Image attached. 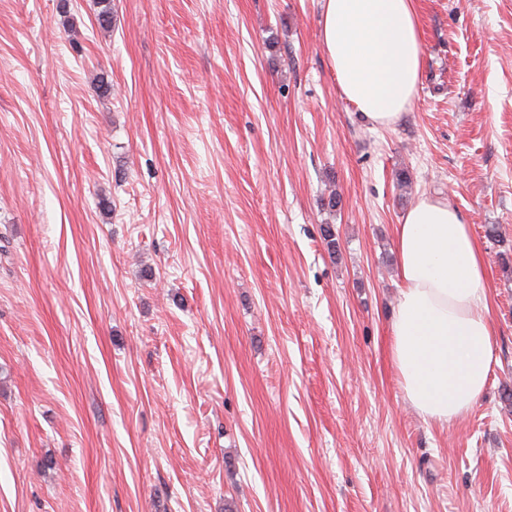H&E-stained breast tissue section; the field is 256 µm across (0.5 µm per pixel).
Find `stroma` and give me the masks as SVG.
<instances>
[{
  "label": "stroma",
  "instance_id": "1",
  "mask_svg": "<svg viewBox=\"0 0 512 512\" xmlns=\"http://www.w3.org/2000/svg\"><path fill=\"white\" fill-rule=\"evenodd\" d=\"M417 5L374 127L322 0H0V512H512V0ZM423 195L493 330L445 426L390 356Z\"/></svg>",
  "mask_w": 512,
  "mask_h": 512
}]
</instances>
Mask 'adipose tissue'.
<instances>
[{
	"label": "adipose tissue",
	"mask_w": 512,
	"mask_h": 512,
	"mask_svg": "<svg viewBox=\"0 0 512 512\" xmlns=\"http://www.w3.org/2000/svg\"><path fill=\"white\" fill-rule=\"evenodd\" d=\"M322 49L366 121L398 123L423 67L415 0H322ZM400 290L390 352L424 420L447 425L484 393L493 363L485 255L463 213L423 196L395 229Z\"/></svg>",
	"instance_id": "ef3b65f1"
}]
</instances>
